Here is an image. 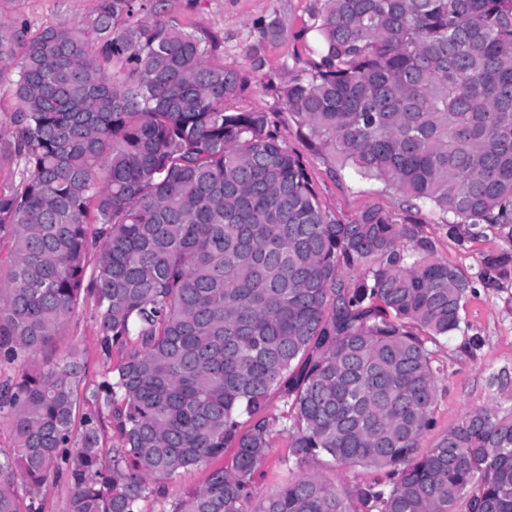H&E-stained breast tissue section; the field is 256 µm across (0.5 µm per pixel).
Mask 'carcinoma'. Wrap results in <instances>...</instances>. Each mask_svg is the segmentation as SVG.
I'll return each mask as SVG.
<instances>
[{
  "mask_svg": "<svg viewBox=\"0 0 512 512\" xmlns=\"http://www.w3.org/2000/svg\"><path fill=\"white\" fill-rule=\"evenodd\" d=\"M319 2L317 68L277 86L309 140L463 241L512 239V0ZM136 12L99 0L89 31L0 16L23 163L0 193V364L49 347L86 294L118 357L81 417L75 357L0 383V512H43L61 477L66 512H140L228 448L162 512H512V411L469 410L419 452L433 346L461 330L471 279L380 209L322 207L272 113L238 105L258 49L228 66L214 38ZM261 31L288 37L275 14ZM275 392L288 415L267 414ZM276 435L288 474L257 500ZM320 454L385 478L346 492L303 471ZM208 474V466L197 467L180 474L176 479L164 483L165 496H150L140 503L142 512H160L168 509V503L178 498L189 488L201 486ZM43 512H66L68 486L62 481L50 480L39 489Z\"/></svg>",
  "mask_w": 512,
  "mask_h": 512,
  "instance_id": "cac0c4a2",
  "label": "carcinoma"
}]
</instances>
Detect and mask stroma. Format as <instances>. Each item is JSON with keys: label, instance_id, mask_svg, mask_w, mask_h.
Instances as JSON below:
<instances>
[{"label": "stroma", "instance_id": "1", "mask_svg": "<svg viewBox=\"0 0 512 512\" xmlns=\"http://www.w3.org/2000/svg\"><path fill=\"white\" fill-rule=\"evenodd\" d=\"M99 0H0V16H18L32 28L45 25L89 28ZM165 17L206 38L217 36L224 48V62L245 65L247 47H259L266 62L255 74L240 101L242 107L276 112L281 138L306 164L312 185L324 207L349 222L362 212L378 208L398 222L415 225L428 239L436 258L472 277V289L461 310L462 329L442 338L433 355L438 369L433 408L435 425L422 440L431 447L470 408L495 404L512 408V264L495 281L477 278L486 256L512 254V240L488 235L469 243L449 235L445 217L430 205L412 207L375 181L356 179L349 170L324 157L282 111L269 81L270 75H307L317 57L312 53L311 30L317 0H165ZM279 14L288 25V37L279 42L264 40L258 28L262 18ZM15 100L9 81H0V192L18 186L20 168L12 159L11 116ZM77 355L84 384L98 382L111 362L102 353L92 317V301L84 299L76 315L57 336L53 346L38 352L27 366L36 368L45 357L63 360ZM24 366V367H27ZM24 367H0V381L17 378Z\"/></svg>", "mask_w": 512, "mask_h": 512}]
</instances>
